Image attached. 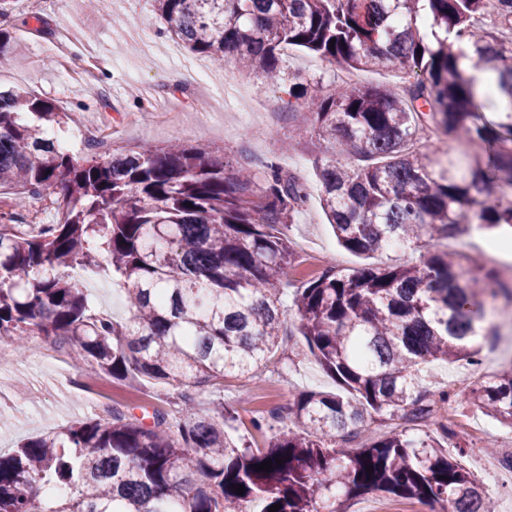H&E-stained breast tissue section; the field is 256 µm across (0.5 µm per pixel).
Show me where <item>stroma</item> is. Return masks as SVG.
<instances>
[{
	"label": "stroma",
	"mask_w": 512,
	"mask_h": 512,
	"mask_svg": "<svg viewBox=\"0 0 512 512\" xmlns=\"http://www.w3.org/2000/svg\"><path fill=\"white\" fill-rule=\"evenodd\" d=\"M34 14L50 23L54 37L24 27V20ZM162 26L152 0H111L106 23L88 10L84 0H57L51 10L42 9L40 0H16L4 24L13 39L0 61V85L54 99L79 125L117 136L111 149L94 152L83 142H73L70 152L78 157L93 152L105 159L145 141L161 146L174 137L188 145L209 144L236 165L249 167L276 157L309 195L307 205L285 228L296 252L289 280L298 286L330 266L352 270L366 265V258L337 244L323 215L314 160L325 144L315 135L295 137L287 95L227 62L208 63V86L196 85L189 72L196 68L197 58L163 36ZM62 58L77 64L97 60L93 80L68 77L56 66ZM509 367L512 338L495 336L484 346L479 364L439 362L431 373L433 381L456 393L461 383L471 384ZM335 388L315 359L295 361L293 344L287 341L263 382L226 377L220 391L198 393L197 408L208 413L212 400L223 398L239 413L238 437L258 444L262 438L251 426L253 418L269 416L304 390ZM177 401L176 389L167 385L134 389L102 378L82 387L67 357L47 348L33 365L0 374V413L8 418L0 428V452L9 453L20 440L69 421L108 417L117 402H159L173 413ZM453 410L463 426L449 439V447L465 448L461 463L493 501L495 512H512V484L505 483L502 469L482 462L486 456L499 461L512 455V428L468 403L454 404Z\"/></svg>",
	"instance_id": "1"
}]
</instances>
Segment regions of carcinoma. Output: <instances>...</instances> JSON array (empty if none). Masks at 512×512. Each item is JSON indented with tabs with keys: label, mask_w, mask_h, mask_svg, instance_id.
I'll use <instances>...</instances> for the list:
<instances>
[{
	"label": "carcinoma",
	"mask_w": 512,
	"mask_h": 512,
	"mask_svg": "<svg viewBox=\"0 0 512 512\" xmlns=\"http://www.w3.org/2000/svg\"><path fill=\"white\" fill-rule=\"evenodd\" d=\"M164 34L199 59L226 61L283 90L292 119L327 143L315 160L320 204L347 251L381 255L400 243L409 263L327 268L285 301L292 223L307 194L276 158L259 172L198 144H145L108 159H77L49 134L70 114L20 88L0 89V192L58 191L59 220L27 224L0 213V347L20 357L40 337L97 377L180 389L179 417L161 406L138 418L76 421L0 454V512H350L368 494L429 503L442 512H494L448 454L453 396L428 381L434 361L479 362L473 338L484 296L512 287L469 250L430 249L506 224L512 203V112L492 121L456 65L473 66L512 96V55L481 19L512 32V0H154ZM335 43H330V40ZM348 70L399 68L396 92L329 85L291 70L283 47ZM432 129L455 142L419 150ZM122 284L129 317L107 318L77 272ZM291 335L336 382L288 403L298 432L261 447L234 443L236 410L195 393L227 374L260 376ZM464 401L512 427V368L477 381ZM378 416L404 427L359 448ZM271 471L257 465L274 458ZM373 467L368 474L367 467ZM244 486V494L232 485Z\"/></svg>",
	"instance_id": "carcinoma-1"
}]
</instances>
